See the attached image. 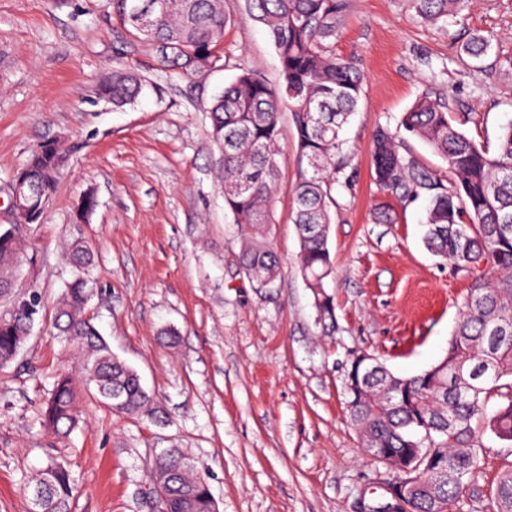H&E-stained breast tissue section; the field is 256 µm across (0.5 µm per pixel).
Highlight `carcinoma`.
<instances>
[{"label": "carcinoma", "instance_id": "obj_1", "mask_svg": "<svg viewBox=\"0 0 512 512\" xmlns=\"http://www.w3.org/2000/svg\"><path fill=\"white\" fill-rule=\"evenodd\" d=\"M414 2L417 16L436 24L460 15L469 0ZM246 5L251 19L272 39L280 80L272 85L242 66L210 107L224 204L246 231L240 251L245 273L259 286L274 287L280 261L267 229L277 186L282 110L289 109L298 154L292 209L297 267L327 328L335 322V305L325 291L334 273L329 228L336 183L349 179L346 169L351 165L343 131L363 87L355 59L333 53L328 44L342 24L348 0H246ZM110 7L112 18L133 38L155 47L162 66L177 75L192 76L224 57L220 46L231 20L229 0H110ZM491 49L492 37L483 34L463 46L473 61ZM142 90L140 77L121 68L98 95L122 107ZM462 126L447 103L422 95L401 113L396 129L376 131L370 156L375 183L399 202L428 195L427 250L469 274L475 267L484 269L482 277L472 279L446 355L436 365L407 378L383 366L366 380L368 368L348 359L346 411L363 447L378 453V462L394 466L399 475L403 467L422 462L419 472L427 492L409 495L404 512H433L435 498L450 507L480 472L485 432L512 447V122L503 126L493 148L476 142ZM411 138L445 162L447 178L424 166L409 147ZM64 162L58 144L46 142L31 153L19 175L49 198ZM19 249V231L0 227V298L9 300L0 316L1 369L16 359L42 308L37 292L19 298L11 288ZM70 260L81 271L91 264V253L77 244ZM92 295L77 274L54 304L57 330L82 355L78 375L60 376L44 404V424L57 435L76 427L82 391L108 408L117 394L121 402L113 413L160 422L138 371L112 353L87 316ZM494 396L501 403L490 413L487 404ZM148 471L164 489V512H217L209 484L181 449L158 453ZM26 491L42 492L41 512H72L77 481L65 463L52 460ZM494 496L496 512H512V469L501 474Z\"/></svg>", "mask_w": 512, "mask_h": 512}]
</instances>
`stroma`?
Returning <instances> with one entry per match:
<instances>
[{
  "instance_id": "stroma-1",
  "label": "stroma",
  "mask_w": 512,
  "mask_h": 512,
  "mask_svg": "<svg viewBox=\"0 0 512 512\" xmlns=\"http://www.w3.org/2000/svg\"><path fill=\"white\" fill-rule=\"evenodd\" d=\"M348 3L330 47L355 56L365 80L345 130L352 178L336 190L329 232L336 332L328 336L295 269L290 114L268 235L283 262L276 287H256L242 269L243 230L224 207L210 102L240 66L270 83L280 73L245 0H231L222 64L190 77L160 71L156 50L113 20L108 0H0V224L11 221L9 184L31 150L59 138L67 153L41 223L20 235L14 291L53 301L73 278L66 248L87 245L95 289L87 314L164 417L118 416L86 396L76 431L45 433L41 400L79 354L44 309L17 360L0 369V512H26L25 483L52 457L77 479L73 512H149L147 464L159 448L183 449L203 467L218 512H359L360 496L392 477L347 417V355L367 351L399 377L436 364L471 278L425 248V199L396 206L394 223L375 222L392 196L372 178V137L426 94L467 117L470 136L496 145L512 121V0H470L438 24L422 22L413 0ZM476 32L493 37L477 63L461 51ZM119 65L149 85L121 108L98 97ZM89 192L98 206L78 217ZM483 442L482 470L451 512H495L512 448L489 433Z\"/></svg>"
}]
</instances>
